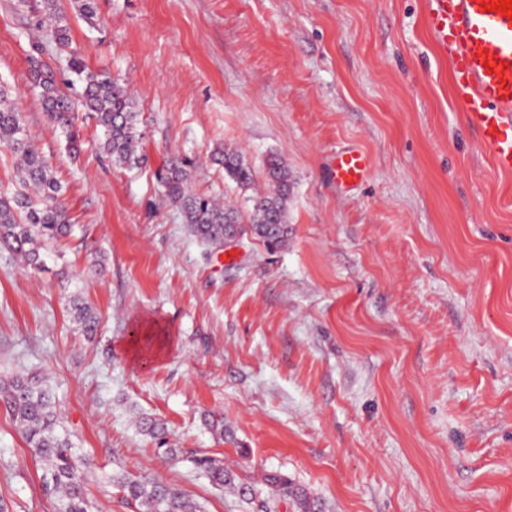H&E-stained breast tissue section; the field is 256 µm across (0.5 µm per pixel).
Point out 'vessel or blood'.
Segmentation results:
<instances>
[{
    "instance_id": "obj_1",
    "label": "vessel or blood",
    "mask_w": 512,
    "mask_h": 512,
    "mask_svg": "<svg viewBox=\"0 0 512 512\" xmlns=\"http://www.w3.org/2000/svg\"><path fill=\"white\" fill-rule=\"evenodd\" d=\"M428 25L449 51L456 97L491 152L495 168L512 173V18L483 10L480 0H433ZM360 149L337 154V183L351 187L369 174Z\"/></svg>"
}]
</instances>
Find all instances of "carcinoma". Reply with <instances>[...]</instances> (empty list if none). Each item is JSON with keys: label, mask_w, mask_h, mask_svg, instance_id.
Instances as JSON below:
<instances>
[{"label": "carcinoma", "mask_w": 512, "mask_h": 512, "mask_svg": "<svg viewBox=\"0 0 512 512\" xmlns=\"http://www.w3.org/2000/svg\"><path fill=\"white\" fill-rule=\"evenodd\" d=\"M42 18L51 27V38L61 53L68 54L70 77L58 81L53 69L42 59L43 46H33L29 75L46 119L59 129L63 149L72 159L81 152L75 128L78 115L91 116L102 129L100 152L115 165L134 168L144 160L137 98L127 83L105 70H94L71 47V28L60 0H42ZM0 148L16 159L14 180L0 185V253L8 254L29 273L40 272L47 260L57 256V247L73 231L64 201V188L55 175L50 159L36 146L25 116L12 91L0 83ZM213 163L224 169L242 193L246 211L224 205L212 196L194 192L191 181L195 167L187 158L172 154L164 161L159 186L164 199L181 215L190 234L206 247H224V234L233 231L249 236L266 250L276 252L287 246L292 234L288 224V200L292 183L288 167L278 156L266 161L265 187L255 185L254 170L245 155L233 146H224L211 155ZM70 310L78 330L85 336L97 335L100 315L75 294ZM0 407L10 414L23 434L28 448L42 464V486L56 497L58 512H91L86 484V463L74 450L71 438L57 413L54 392L47 379L38 373L0 377ZM208 429L226 442H234L224 427V417L213 413L205 418ZM138 432L156 445L162 457L177 458L169 444L164 423L148 416L136 417ZM194 463L218 488L236 491L240 498L253 500L258 490L236 481V475L218 458L201 456ZM113 485L133 512H201L183 490L162 480H142L128 475L112 477ZM269 488L260 501V512H278L282 502L291 501L297 512H316L317 504L309 493L296 487L288 477L269 473L264 478Z\"/></svg>", "instance_id": "cac0c4a2"}]
</instances>
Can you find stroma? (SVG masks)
Masks as SVG:
<instances>
[{"label": "stroma", "instance_id": "obj_1", "mask_svg": "<svg viewBox=\"0 0 512 512\" xmlns=\"http://www.w3.org/2000/svg\"><path fill=\"white\" fill-rule=\"evenodd\" d=\"M27 2L0 0V82L75 229L44 271L0 257V375L48 377L92 504L132 512L111 483L127 474L179 486L202 512H258L194 466L208 455L256 486L282 473L320 512H512V174L454 97L431 0H97L93 27L64 0L74 48L138 98L133 169L101 156L88 117L66 157L27 79ZM224 144L256 182L270 156L288 166L293 234L277 253L246 239L212 254L161 198L156 174L180 153L195 191L241 203L210 160ZM350 148L370 174L347 189L331 165ZM77 293L102 318L91 341ZM153 324L163 350L136 362L131 334ZM138 413L167 425L178 461L138 433ZM41 474L0 408L7 512H56Z\"/></svg>", "mask_w": 512, "mask_h": 512}]
</instances>
